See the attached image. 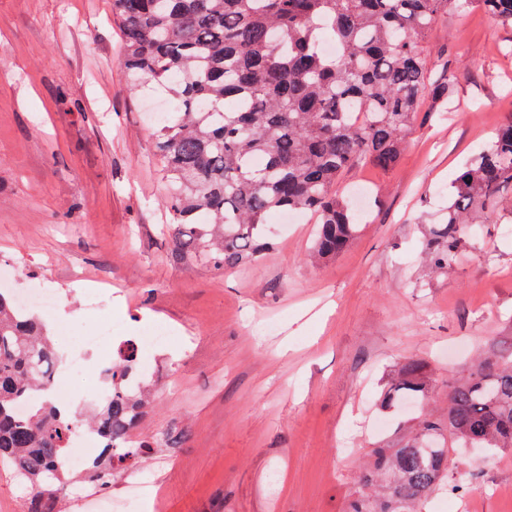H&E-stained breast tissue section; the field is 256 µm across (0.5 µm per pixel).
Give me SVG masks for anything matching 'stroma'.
I'll return each mask as SVG.
<instances>
[{
  "instance_id": "obj_1",
  "label": "stroma",
  "mask_w": 512,
  "mask_h": 512,
  "mask_svg": "<svg viewBox=\"0 0 512 512\" xmlns=\"http://www.w3.org/2000/svg\"><path fill=\"white\" fill-rule=\"evenodd\" d=\"M454 82L420 113L395 168L358 165L339 193L363 192V225L343 254L310 257V215L267 218L270 247L214 269L172 242L150 105L131 88L112 0H0V265L13 291L60 299L54 329L95 318L94 286L130 334L172 340L151 360V400L131 446L161 434L164 512H343L384 431L360 430L401 364L430 365L431 403L478 353L512 347V234L483 224L452 272L428 274L425 231L448 211L458 171L512 119V29L476 7L442 17L424 42ZM115 348L58 373L63 398L106 384ZM473 512H512V452L475 454Z\"/></svg>"
}]
</instances>
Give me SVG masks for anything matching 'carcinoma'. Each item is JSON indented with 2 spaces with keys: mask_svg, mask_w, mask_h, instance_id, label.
Wrapping results in <instances>:
<instances>
[{
  "mask_svg": "<svg viewBox=\"0 0 512 512\" xmlns=\"http://www.w3.org/2000/svg\"><path fill=\"white\" fill-rule=\"evenodd\" d=\"M473 3L512 29V0H112L134 85L153 83L174 104L156 131L174 243L216 269L235 268L269 247L265 217L278 210L314 214L318 258L343 253L360 224L337 182L359 163L397 165L428 85L438 100L453 82H431L424 40ZM327 39L336 54L325 52ZM506 192L512 120L454 180L448 216L428 231L432 271L453 266L473 221L499 216ZM57 362L45 324L0 292V464L33 487L29 512H55L65 451L80 430L52 393ZM135 363L124 344L106 369L112 394L86 422L104 440L88 467L101 486L129 458L170 441L129 445L145 403V385L128 384ZM426 373L423 362L406 363L381 407L426 399ZM35 395L43 400L18 416L16 402ZM460 448L512 451V350L479 356L448 383V420L422 408L410 437L375 449L345 512H417L436 491L465 489L448 481V455Z\"/></svg>",
  "mask_w": 512,
  "mask_h": 512,
  "instance_id": "1",
  "label": "carcinoma"
}]
</instances>
